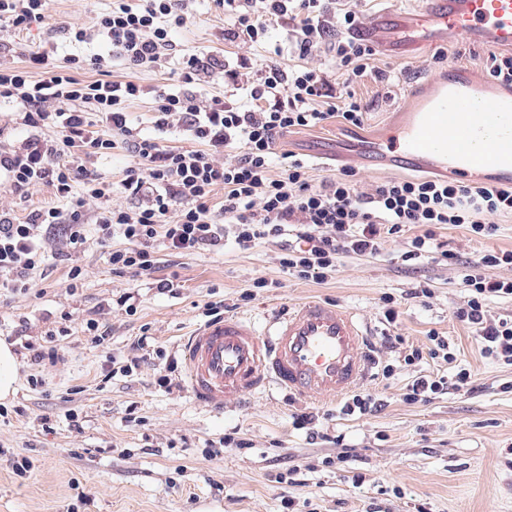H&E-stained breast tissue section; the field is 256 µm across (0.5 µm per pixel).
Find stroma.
Returning <instances> with one entry per match:
<instances>
[{
	"label": "stroma",
	"mask_w": 512,
	"mask_h": 512,
	"mask_svg": "<svg viewBox=\"0 0 512 512\" xmlns=\"http://www.w3.org/2000/svg\"><path fill=\"white\" fill-rule=\"evenodd\" d=\"M108 0H48L42 23L29 29L0 30V64L22 68L31 53L73 52L64 34L70 26L95 29ZM193 17L173 28L180 52L205 50L217 65L202 80L209 94L224 95L225 65L250 58L253 69L272 60L296 65L295 57L275 55L287 46L289 25L272 24L266 47L232 41L234 20L215 0H194ZM489 46L458 40L406 54L377 53L366 76L345 82L324 51L310 63L335 84L367 104L361 126L329 119L294 130L281 139L272 157L280 165L292 154L307 167L311 185L354 172L359 191L393 178H418V169L383 168L369 156L400 113L413 103L414 91L428 79L448 75L456 60L465 78L487 83L484 61ZM494 231L474 236L463 225L440 224L434 233L451 253L448 261L417 265L402 262L403 241L386 239L373 258L343 259L326 280L284 273L278 241L243 250L227 243L220 251L170 255L157 245L155 277L169 280V291L153 279L113 273L111 244L90 243L66 257L50 254L29 291L0 294V341L12 345L19 362L18 381L0 417V512H512V363L484 357L466 325L455 318L467 301L463 267L486 250L512 251V215L492 219ZM85 278L70 287L71 265ZM268 285L254 287L256 278ZM426 282L432 294L406 301L394 326L383 320L381 298L404 294ZM138 293L135 314L118 306L128 290ZM250 300H243V293ZM320 298L355 311L369 331L390 377L368 376L365 390L383 400L380 412L341 414L334 403H306L285 393L250 394L237 405L215 412L199 404L184 385V371L166 373L180 359L179 346L205 322L208 303L220 301L230 314L257 321L282 315L289 305ZM107 329L104 344L92 342L87 320ZM425 346L430 333L447 338L456 350L452 361L424 358L408 366L397 349L385 347V333ZM148 347H138L140 336ZM34 341L54 346L52 366L31 361L25 348ZM131 373H123V366ZM472 373L470 390H447L426 403L404 399L421 375ZM169 374L170 386H159ZM316 414L319 439L296 428L294 413ZM236 434L245 448H226ZM352 456L337 462L342 448ZM27 459L26 476L13 463ZM301 469L299 481L287 480ZM291 508H284V500Z\"/></svg>",
	"instance_id": "1"
}]
</instances>
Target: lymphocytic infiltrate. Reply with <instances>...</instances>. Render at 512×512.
<instances>
[{"mask_svg": "<svg viewBox=\"0 0 512 512\" xmlns=\"http://www.w3.org/2000/svg\"><path fill=\"white\" fill-rule=\"evenodd\" d=\"M191 0H111L97 28H70L79 50L49 65L42 53L31 54L24 68L0 65V100L12 103L24 125L53 128V139L34 138L0 154V175L11 190L28 194L53 188L56 206L14 221L0 211V289L30 290L46 258L50 233H57L68 254L81 251L89 234L100 243L121 238L109 262L114 272L148 278L157 267L156 243L170 253L223 248L232 240L249 249L265 240H282L279 264L284 273L325 279L342 258L375 257L385 237L426 225L424 234L407 239L402 261L435 259L433 226L466 224L483 236L492 232L491 216L512 213V187L485 182L462 184L430 178L382 182L358 191L348 174L313 187L302 160L284 162L272 172L271 157L280 138L300 127L328 119L354 127L365 106L354 94L337 99L320 69L303 61L328 49L337 69L349 78L364 76L376 51L356 38L361 14L351 0H337L326 13L322 0H216L231 16L237 33L263 45L272 23L291 24L293 54L301 65L265 67L261 84L249 74L226 71L240 98L205 96L197 81L207 71V53L176 54L170 31L186 25ZM178 59L179 85L145 86L111 79L113 60L132 69H159ZM46 75L35 78L34 73ZM98 79H80L84 70ZM150 98L155 103L152 130L131 126L127 108ZM179 127L196 146L167 145L166 133ZM123 145L134 158L121 182L125 204L112 202V184L91 171L89 163ZM237 155L224 162V151ZM224 202L213 208L216 190ZM97 204L94 231H87L84 209ZM512 267V251H486L470 260L463 282L469 290L456 319L473 332L481 351L512 361V319L492 318V299L512 296V280L488 276L492 267Z\"/></svg>", "mask_w": 512, "mask_h": 512, "instance_id": "1", "label": "lymphocytic infiltrate"}]
</instances>
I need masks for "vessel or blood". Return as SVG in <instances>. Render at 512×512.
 Returning <instances> with one entry per match:
<instances>
[{
	"label": "vessel or blood",
	"instance_id": "obj_1",
	"mask_svg": "<svg viewBox=\"0 0 512 512\" xmlns=\"http://www.w3.org/2000/svg\"><path fill=\"white\" fill-rule=\"evenodd\" d=\"M410 29L433 46L453 33L471 45L512 49V0H421L412 14L379 13L358 35L391 54L399 33ZM397 128L402 142L385 140L377 162L446 167L462 179L486 170L512 175V87L462 79L426 84ZM487 140L492 150H485ZM182 358L195 399L218 411L272 386L333 402L367 375L356 313L319 299L295 304L264 327L240 315L206 321L185 340Z\"/></svg>",
	"mask_w": 512,
	"mask_h": 512
}]
</instances>
